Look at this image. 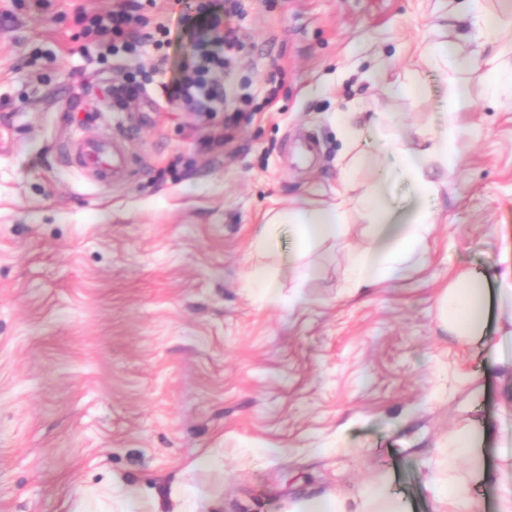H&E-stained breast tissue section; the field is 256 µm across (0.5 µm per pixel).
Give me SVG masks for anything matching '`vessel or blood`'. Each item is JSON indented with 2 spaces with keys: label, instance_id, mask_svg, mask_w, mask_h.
<instances>
[{
  "label": "vessel or blood",
  "instance_id": "1",
  "mask_svg": "<svg viewBox=\"0 0 512 512\" xmlns=\"http://www.w3.org/2000/svg\"><path fill=\"white\" fill-rule=\"evenodd\" d=\"M65 157L68 164L90 173L105 184L111 183L113 176L125 174L127 169L122 145L105 131L92 137L70 140Z\"/></svg>",
  "mask_w": 512,
  "mask_h": 512
}]
</instances>
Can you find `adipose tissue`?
Segmentation results:
<instances>
[{"label": "adipose tissue", "instance_id": "obj_1", "mask_svg": "<svg viewBox=\"0 0 512 512\" xmlns=\"http://www.w3.org/2000/svg\"><path fill=\"white\" fill-rule=\"evenodd\" d=\"M472 26L473 56L458 55L448 42L434 41L424 46L420 57L435 69L466 67L472 58H481L491 77V93L512 95V77L504 76L502 59L512 52L503 30L512 26V0H499L498 10H488L484 0H462L458 9ZM336 120L346 138L343 154V187L327 201L304 198L288 208L273 212L255 234L254 246L263 252L276 243L278 226H288L296 256L313 253L322 244L345 238L349 219L361 214L371 226V241L356 251L348 268L347 288L355 294L382 282L401 278L412 262L423 260L435 224L430 206L441 183L434 171L452 172L457 164L458 144L468 136L465 127L448 121L440 130L421 133L417 147L394 146L399 169L410 179L420 199L406 223H388L381 188L390 173L379 170L368 190L357 192L355 172L367 162L361 147L362 124L375 125L379 116L361 117L357 112H340ZM496 297L499 305L512 304V251H502L489 273L458 275L439 296L440 326L462 343L487 340V300ZM499 475L488 468L478 435L462 429L449 437L448 446L430 476L435 489L438 512H475L473 485L498 481ZM158 493L105 475L98 484L74 501L70 512H160ZM289 512H405L403 503L386 485L370 488L350 498L326 493L291 503Z\"/></svg>", "mask_w": 512, "mask_h": 512}]
</instances>
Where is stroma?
<instances>
[{
	"mask_svg": "<svg viewBox=\"0 0 512 512\" xmlns=\"http://www.w3.org/2000/svg\"><path fill=\"white\" fill-rule=\"evenodd\" d=\"M199 3L144 7L172 29L166 72L118 110L111 85L152 67L154 48L100 75L71 21L75 6L112 0H0V512H69L105 472L146 488L183 478L208 512H287L385 478L407 512H437L429 475L456 428H487L490 464L512 454V379L496 347L461 344L437 319L458 273L512 249V98L490 96L484 68L420 66L433 40L472 52L454 0H250L243 20L210 0L245 42L236 81L253 96L228 128L224 113L196 115L159 87L199 57ZM382 54L389 79L419 68V95L371 86ZM85 85L96 111H71ZM455 88L474 103L458 120L478 134L433 201L423 267L348 296L346 269L370 240L358 217L345 240L293 265L288 233L278 251H255L268 210L341 189L336 113L384 115L364 136L362 191L394 164L386 136L442 126ZM102 130L128 155L110 184L63 153ZM258 261L303 302L267 306L248 281ZM208 452L213 470L187 473Z\"/></svg>",
	"mask_w": 512,
	"mask_h": 512,
	"instance_id": "obj_1",
	"label": "stroma"
}]
</instances>
